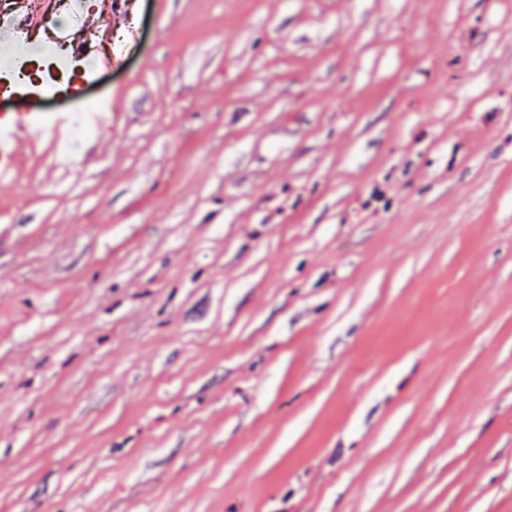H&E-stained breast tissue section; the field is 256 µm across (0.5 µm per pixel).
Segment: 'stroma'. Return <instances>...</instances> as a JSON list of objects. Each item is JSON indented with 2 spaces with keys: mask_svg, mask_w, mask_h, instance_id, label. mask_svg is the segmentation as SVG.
I'll return each mask as SVG.
<instances>
[{
  "mask_svg": "<svg viewBox=\"0 0 512 512\" xmlns=\"http://www.w3.org/2000/svg\"><path fill=\"white\" fill-rule=\"evenodd\" d=\"M112 124L0 183V512H512V0H132Z\"/></svg>",
  "mask_w": 512,
  "mask_h": 512,
  "instance_id": "35a3bbf8",
  "label": "stroma"
}]
</instances>
